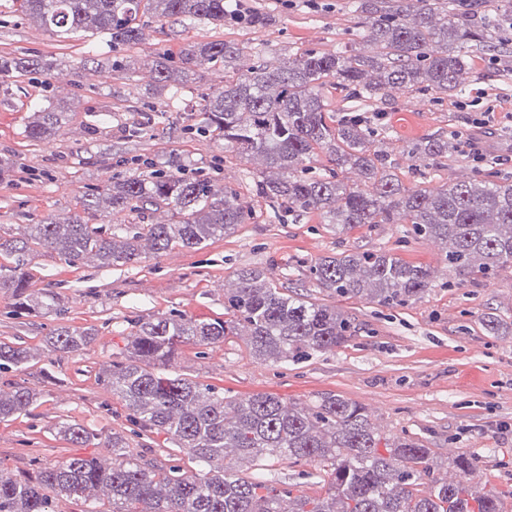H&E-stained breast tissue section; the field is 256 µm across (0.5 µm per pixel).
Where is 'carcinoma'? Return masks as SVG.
I'll list each match as a JSON object with an SVG mask.
<instances>
[{
  "label": "carcinoma",
  "instance_id": "obj_1",
  "mask_svg": "<svg viewBox=\"0 0 512 512\" xmlns=\"http://www.w3.org/2000/svg\"><path fill=\"white\" fill-rule=\"evenodd\" d=\"M369 36L383 42L378 58L338 51L307 52L274 67L259 57L245 74L230 73L239 48L224 42L188 44L182 66L172 68L164 54L147 65L161 87L183 85L191 64L204 57L224 64V86L203 98L202 135L214 129L224 147L258 154L282 172L260 179L255 194L283 206L290 214L322 211L332 231L343 234L360 224H391L404 215L414 232L447 244L448 269L491 277L512 264V181L473 178L434 190L403 188L391 173L388 155L371 150L378 130L361 112L337 119L329 113L323 89L337 85L358 105L381 103L398 87L443 95L460 88L468 70L471 47L499 56L512 53V0L490 13L476 0H354ZM16 12L36 20L58 37L103 33L114 45L139 39L140 20L178 19L236 24L235 0H13ZM51 65L33 57L0 55V78L43 73ZM249 123H241L242 115ZM68 120L61 107L35 112L27 136L45 140ZM452 142L423 139L411 157L426 161L448 155ZM336 165L326 177L305 176L315 150ZM133 173L114 177L102 190L86 195L83 211L106 203L115 213L144 215L173 208L171 224H127L107 232L75 216L67 222L51 218L31 225L29 238L0 235V292L27 313L58 309L57 298L30 290V254L37 246L68 264L93 256L104 267H119L173 247L197 250L231 234L252 219L239 193L208 178L190 177L175 159L167 169L154 159L136 157ZM360 169L361 187L339 178L346 167ZM314 280L336 294L402 306L432 287L430 271L388 250L342 252L320 258L309 268ZM238 286L224 293L229 318L199 320L185 315L145 318L130 334L128 358L107 369V383L141 426L170 436L177 450L208 467L188 474L178 466H158L130 452L127 438L112 433V466L96 459L70 458L40 469L35 481H22L0 471V512H57L56 501L103 486L112 493L110 512H503L498 497L476 495L461 485L435 477L430 449L400 439L382 454L365 408L336 395L311 407H284L268 393L224 401L210 385L169 373L180 344L208 346L249 329L247 348L260 363L299 361L332 350L354 332L350 317L336 307L289 294V289L260 268L237 273ZM94 333L61 326L45 337L51 352L75 353ZM34 357L29 349L0 343V370L19 368ZM37 393L25 386L0 393V421L29 413ZM58 434L81 446L98 433L77 423L59 425ZM235 448L245 464L265 458L319 462L331 467L327 495L294 496L286 489L252 482L224 469V452ZM432 485L418 494L422 480Z\"/></svg>",
  "mask_w": 512,
  "mask_h": 512
}]
</instances>
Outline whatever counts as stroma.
Wrapping results in <instances>:
<instances>
[{
  "instance_id": "35a3bbf8",
  "label": "stroma",
  "mask_w": 512,
  "mask_h": 512,
  "mask_svg": "<svg viewBox=\"0 0 512 512\" xmlns=\"http://www.w3.org/2000/svg\"><path fill=\"white\" fill-rule=\"evenodd\" d=\"M262 7L270 25L217 27L204 21L162 24L149 21L136 44L112 47L107 36L62 39L38 22L17 16L12 0H0V55L62 62L61 74H30L0 81V155L13 164L0 176V235L22 240L46 218L63 222L81 213L83 198L111 178L128 175L130 158L145 155L158 165L177 157L187 173L231 186L253 210L249 223L199 250L173 248L146 253L140 262L100 266L87 257L70 265L38 250L31 264V288L57 294L60 314L20 313L10 294L0 292V343L29 348L35 358L22 369L0 372V392L23 385L38 394L28 414L0 422V468L20 480L34 478L45 465L70 457L112 462L111 449L80 446L58 434L71 420L102 435L119 432L132 453L187 473L197 462L173 451L167 434L141 430L122 401L113 396L105 370L129 354V333L138 319L183 314L195 319L223 316L224 292L234 288L242 268H265L284 285L313 301L336 306L354 318L356 331L336 349L299 362L261 364L250 355L247 328L208 347L180 345L172 372L222 390L237 400L272 393L284 403L307 407L335 394L363 404L379 448L407 438L430 448L437 475L464 482L473 493L512 500V266L492 277L448 270L441 243L416 237L408 224H363L336 234L320 212L283 220L273 203L256 197L255 181L278 178L261 157L225 151L219 133L195 135L203 115V95L224 83V66L198 60L193 81L175 94L157 92L148 62L155 54L179 60L190 43L223 41L241 54L234 63L246 72L257 57L279 66L308 51L349 50L366 57L382 52L367 36L352 0H245ZM130 58L135 71L95 67L107 57ZM67 104L70 120L48 140L27 137L32 112L46 97ZM163 116L141 135L128 136L146 105ZM389 127L377 147L387 152L405 188L448 186L472 178L512 180V57L487 52L471 55L461 90L440 97L393 88L381 106ZM488 115L487 129L474 128L477 113ZM480 139L485 157L463 151L419 163L406 146L424 138ZM390 250L404 260L428 266L432 288L403 306L385 307L359 298H341L313 280L309 267L342 251ZM498 332H488L487 319ZM67 326L92 329V341L79 352L52 354L45 338ZM478 465L460 476L453 459L462 452ZM224 465L239 476L293 495H326L332 476L305 461L267 459L245 467L236 449Z\"/></svg>"
}]
</instances>
